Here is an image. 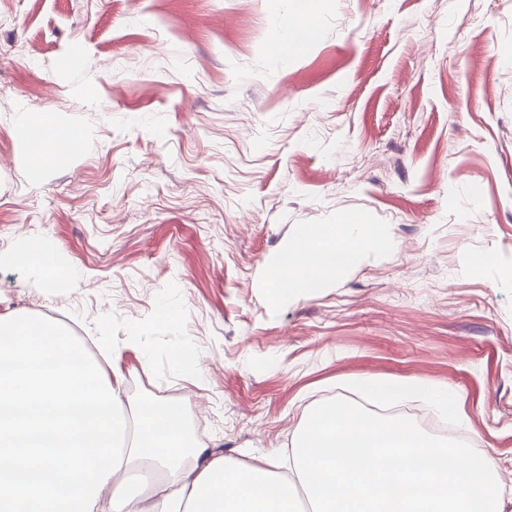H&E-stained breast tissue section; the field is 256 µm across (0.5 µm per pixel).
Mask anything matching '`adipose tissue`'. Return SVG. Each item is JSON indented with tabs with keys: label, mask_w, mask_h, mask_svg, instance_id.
I'll list each match as a JSON object with an SVG mask.
<instances>
[{
	"label": "adipose tissue",
	"mask_w": 512,
	"mask_h": 512,
	"mask_svg": "<svg viewBox=\"0 0 512 512\" xmlns=\"http://www.w3.org/2000/svg\"><path fill=\"white\" fill-rule=\"evenodd\" d=\"M276 22L273 60L303 50L315 33V0H294ZM84 130L42 112L28 123L27 163L69 164ZM386 239L354 219L299 229L269 266L273 302L321 286ZM11 262L50 286L69 284L48 237L26 239ZM190 401L143 402L129 421L121 374L106 376L84 345L55 323L0 315V512H492L493 467L465 448L438 445L413 426L367 421L359 408L314 409L288 450V470L232 465L196 442ZM165 485L147 497L129 490L133 461Z\"/></svg>",
	"instance_id": "1"
}]
</instances>
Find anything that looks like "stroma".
Returning <instances> with one entry per match:
<instances>
[{"label":"stroma","instance_id":"35a3bbf8","mask_svg":"<svg viewBox=\"0 0 512 512\" xmlns=\"http://www.w3.org/2000/svg\"><path fill=\"white\" fill-rule=\"evenodd\" d=\"M291 9L0 0V253L51 237L72 279L2 264L0 314L109 337L131 405L190 400L189 430L239 465L321 404L369 402L356 379L433 382L512 512V0H322L280 64ZM25 112L86 130L73 164L28 167ZM355 218L387 249L273 303L298 227ZM292 16L276 22L275 35L268 47L274 61H284L288 55L301 51L313 40L315 33L314 0H294ZM298 33V39L293 38ZM294 42V44H292Z\"/></svg>","mask_w":512,"mask_h":512}]
</instances>
